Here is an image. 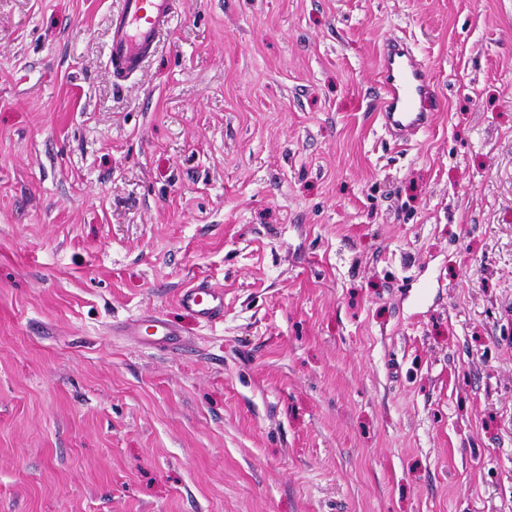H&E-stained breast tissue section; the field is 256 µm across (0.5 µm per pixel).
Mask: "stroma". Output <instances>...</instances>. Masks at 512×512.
<instances>
[{
    "label": "stroma",
    "instance_id": "obj_1",
    "mask_svg": "<svg viewBox=\"0 0 512 512\" xmlns=\"http://www.w3.org/2000/svg\"><path fill=\"white\" fill-rule=\"evenodd\" d=\"M114 3L0 0V512H512V0ZM176 0H120L110 12L107 46L112 73L125 78L142 69L171 31ZM378 118L397 144L427 132L436 112V89L429 65L406 42L387 41L382 48ZM177 304L202 323L215 325L224 321V292L213 288L204 279L183 288ZM126 327L136 336H149L153 341L166 346L177 345L179 336H182L176 324L157 313L131 319Z\"/></svg>",
    "mask_w": 512,
    "mask_h": 512
}]
</instances>
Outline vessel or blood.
<instances>
[{
	"instance_id": "obj_1",
	"label": "vessel or blood",
	"mask_w": 512,
	"mask_h": 512,
	"mask_svg": "<svg viewBox=\"0 0 512 512\" xmlns=\"http://www.w3.org/2000/svg\"><path fill=\"white\" fill-rule=\"evenodd\" d=\"M176 0H119L109 14L111 39L108 60L115 77L124 78L142 69L171 31ZM381 96L378 118L391 140L405 144L427 132L436 110V89L429 65L406 42L387 41L382 48ZM179 308L210 325L224 320V293L200 279L182 289ZM134 335L148 336L159 344L179 342L176 324L160 314H147L127 322Z\"/></svg>"
}]
</instances>
